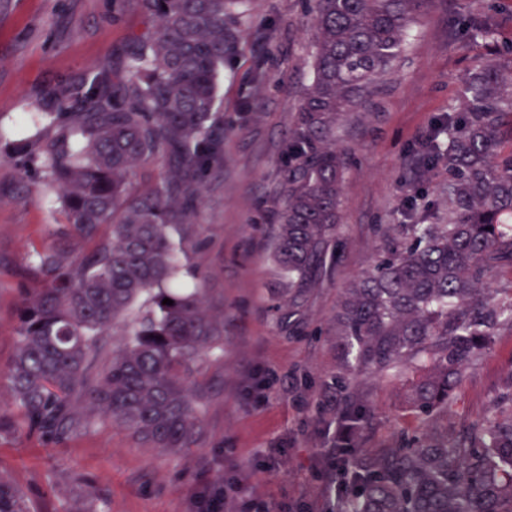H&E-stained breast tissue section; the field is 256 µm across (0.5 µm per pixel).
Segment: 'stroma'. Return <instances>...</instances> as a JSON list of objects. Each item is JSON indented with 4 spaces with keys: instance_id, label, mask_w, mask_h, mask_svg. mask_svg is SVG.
<instances>
[{
    "instance_id": "1",
    "label": "stroma",
    "mask_w": 512,
    "mask_h": 512,
    "mask_svg": "<svg viewBox=\"0 0 512 512\" xmlns=\"http://www.w3.org/2000/svg\"><path fill=\"white\" fill-rule=\"evenodd\" d=\"M250 11L251 26L224 63V168L203 181L181 257L188 281L206 288L210 310L224 317V360L202 363L203 431L175 452L142 447L109 423L60 445L23 430L1 437L0 469L23 490L30 512H192L198 487L234 474L246 478L240 497L323 508L320 451L336 427L334 383L347 370L336 350L337 299L383 253L377 225L404 223L421 133L459 108L466 76L512 42V0H430L400 60L380 78L373 107L344 113L336 131L349 152L344 237L335 265L289 324L279 314L288 279L270 242L283 204L288 130L312 76L314 28L305 0H252ZM486 16L495 24L491 41L471 28ZM151 26L138 0H0V128L8 139L18 138L36 98L123 53ZM7 141H0V411L11 414L5 374L18 348L19 312L39 285L32 257L56 245L48 229L64 215L38 202V175L9 154ZM510 369L506 331L466 373L452 429L485 415ZM356 390L375 408L362 448L397 446L402 431L416 428L399 384L369 377ZM271 447L282 451L277 465L255 471V452Z\"/></svg>"
}]
</instances>
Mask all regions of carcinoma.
Returning a JSON list of instances; mask_svg holds the SVG:
<instances>
[{"instance_id":"cac0c4a2","label":"carcinoma","mask_w":512,"mask_h":512,"mask_svg":"<svg viewBox=\"0 0 512 512\" xmlns=\"http://www.w3.org/2000/svg\"><path fill=\"white\" fill-rule=\"evenodd\" d=\"M141 2L154 30L32 103L24 137L11 142L39 164L41 195L60 203L54 235L88 248L75 261L57 248L34 258L42 288L21 308L8 371L19 417L0 413V436L25 429L58 444L103 417L147 448L176 451L202 431L200 361L224 359V317L185 281L173 233L191 223L205 177L224 167L219 84L250 17L232 10L246 0ZM426 6L308 0L313 79L288 132L273 247L290 288L284 320L304 307L340 239L346 154L336 124L366 103ZM438 129L420 156L447 172L438 188L446 222L389 225L383 254L336 305V345L350 357L336 385L371 374L399 381L405 408L433 431L362 451L374 412L347 394L325 441L345 512H512V372L483 419L448 431L464 372L512 327V301L484 296L491 277L512 272V43L470 73L464 105ZM153 161L165 175L133 190V167ZM0 512H29L3 472Z\"/></svg>"}]
</instances>
